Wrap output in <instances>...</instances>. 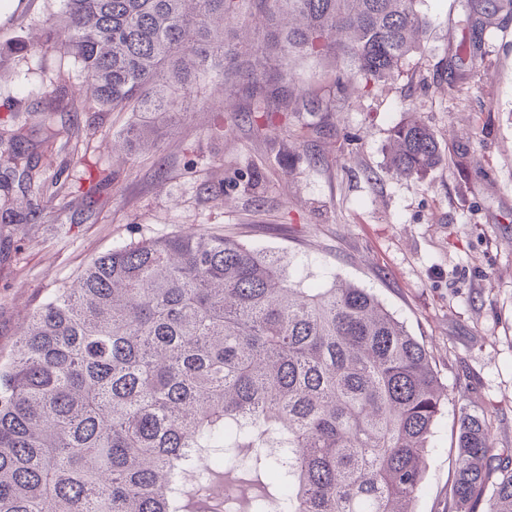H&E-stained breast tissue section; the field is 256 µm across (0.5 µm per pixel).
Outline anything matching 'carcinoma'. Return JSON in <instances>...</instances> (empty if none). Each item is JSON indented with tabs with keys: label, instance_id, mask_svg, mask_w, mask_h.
Returning <instances> with one entry per match:
<instances>
[{
	"label": "carcinoma",
	"instance_id": "carcinoma-1",
	"mask_svg": "<svg viewBox=\"0 0 512 512\" xmlns=\"http://www.w3.org/2000/svg\"><path fill=\"white\" fill-rule=\"evenodd\" d=\"M60 2L45 41L112 112L166 115L212 74L274 103L285 89L261 62L274 53L331 58L369 91L428 26L420 0H258L269 39L254 45L224 29L240 0ZM491 17L475 4L465 23ZM480 57L477 40L457 54L458 78ZM24 142L11 136L12 172L57 197ZM126 143L148 147L151 130ZM387 160L400 178L440 164L417 113L393 128ZM444 400L429 351L368 290L302 288L283 257L206 230L142 240L55 289L0 362V512H213L185 476L250 470L267 481L246 512H413ZM448 512H512V448L465 409Z\"/></svg>",
	"mask_w": 512,
	"mask_h": 512
}]
</instances>
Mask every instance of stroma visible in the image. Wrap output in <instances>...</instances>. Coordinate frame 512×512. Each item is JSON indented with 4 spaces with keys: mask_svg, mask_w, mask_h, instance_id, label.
<instances>
[{
    "mask_svg": "<svg viewBox=\"0 0 512 512\" xmlns=\"http://www.w3.org/2000/svg\"><path fill=\"white\" fill-rule=\"evenodd\" d=\"M0 7V137L24 131L41 177L64 189L24 224L0 223V357L33 307L91 260L145 239L202 229L286 256L293 280L340 278L373 292L422 341L448 394L415 512H447L461 409L512 448V12L487 28L477 74L450 64L469 32L467 0H421L429 27L393 80L349 82L336 111L267 120L245 85L200 81L156 119L152 156L113 140L142 123L83 101L81 65L41 33L59 0ZM76 132L46 146L42 113ZM418 112L442 163L422 178L387 167L390 133ZM110 174L111 192L88 194Z\"/></svg>",
    "mask_w": 512,
    "mask_h": 512,
    "instance_id": "1",
    "label": "stroma"
}]
</instances>
